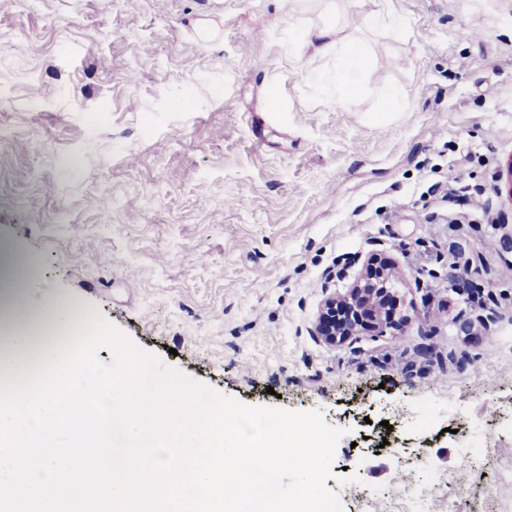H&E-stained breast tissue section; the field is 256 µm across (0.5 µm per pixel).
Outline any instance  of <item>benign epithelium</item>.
I'll return each mask as SVG.
<instances>
[{"instance_id":"benign-epithelium-1","label":"benign epithelium","mask_w":512,"mask_h":512,"mask_svg":"<svg viewBox=\"0 0 512 512\" xmlns=\"http://www.w3.org/2000/svg\"><path fill=\"white\" fill-rule=\"evenodd\" d=\"M388 276L384 268L374 269L371 276L358 282L343 299L331 296L325 299L319 316L318 331L325 343L334 345L355 335L356 329L366 323L377 327L402 326L406 317L398 315L395 299L384 301Z\"/></svg>"}]
</instances>
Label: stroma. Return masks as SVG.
<instances>
[{
	"mask_svg": "<svg viewBox=\"0 0 512 512\" xmlns=\"http://www.w3.org/2000/svg\"><path fill=\"white\" fill-rule=\"evenodd\" d=\"M382 10L403 36L362 26ZM327 25L366 50L351 107ZM511 158L512 0H0L12 282L221 395L320 411L343 512H512ZM460 174L488 210L444 198ZM375 254L411 323L326 344L323 300Z\"/></svg>",
	"mask_w": 512,
	"mask_h": 512,
	"instance_id": "stroma-1",
	"label": "stroma"
}]
</instances>
